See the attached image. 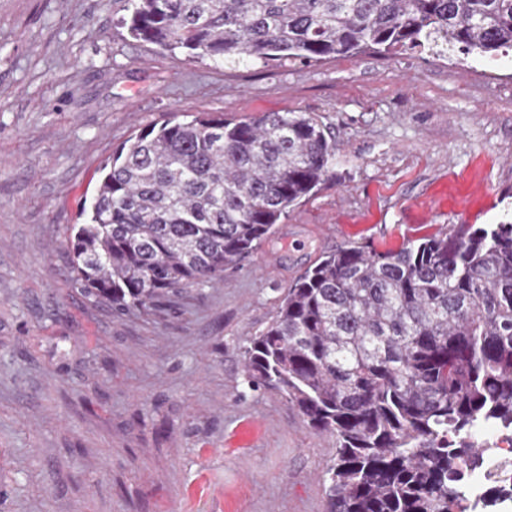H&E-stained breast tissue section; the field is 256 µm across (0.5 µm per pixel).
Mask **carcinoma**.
Masks as SVG:
<instances>
[{
	"label": "carcinoma",
	"mask_w": 512,
	"mask_h": 512,
	"mask_svg": "<svg viewBox=\"0 0 512 512\" xmlns=\"http://www.w3.org/2000/svg\"><path fill=\"white\" fill-rule=\"evenodd\" d=\"M128 11L134 38L224 65L512 50V0H128ZM336 151L313 112L143 129L104 166L69 236L76 283L117 312L160 310L250 258L332 174ZM244 363L253 385L336 436L329 512H494L512 500V473L474 500L468 476L490 455L476 434L512 443V223L323 253Z\"/></svg>",
	"instance_id": "obj_1"
}]
</instances>
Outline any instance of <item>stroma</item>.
Returning <instances> with one entry per match:
<instances>
[{
    "label": "stroma",
    "mask_w": 512,
    "mask_h": 512,
    "mask_svg": "<svg viewBox=\"0 0 512 512\" xmlns=\"http://www.w3.org/2000/svg\"><path fill=\"white\" fill-rule=\"evenodd\" d=\"M126 0H0V512H327L336 438L244 350L325 252L512 221V53L225 67L134 40ZM312 112L336 166L223 279L118 313L70 227L152 124Z\"/></svg>",
    "instance_id": "1"
}]
</instances>
